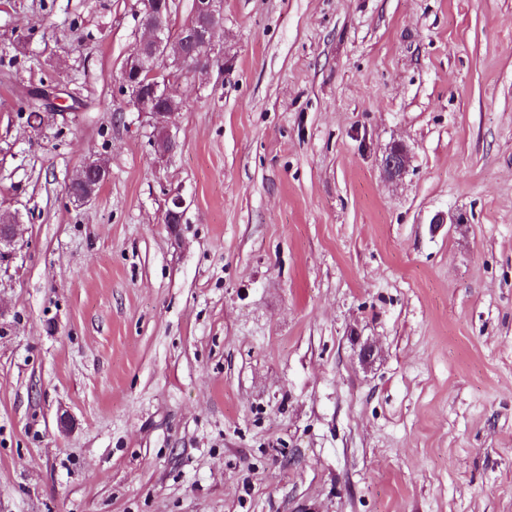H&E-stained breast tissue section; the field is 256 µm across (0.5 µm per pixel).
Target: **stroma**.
Here are the masks:
<instances>
[{"label":"stroma","instance_id":"1","mask_svg":"<svg viewBox=\"0 0 512 512\" xmlns=\"http://www.w3.org/2000/svg\"><path fill=\"white\" fill-rule=\"evenodd\" d=\"M141 9L0 0V512H512V0H224L168 152ZM409 162V153L401 145H394L386 152L383 169L388 178L396 179L405 172ZM108 169L107 166L94 159H88L81 168V177L68 185V192L75 203L85 204L95 195L96 185L105 181ZM77 185L86 186L83 191L75 190Z\"/></svg>","mask_w":512,"mask_h":512}]
</instances>
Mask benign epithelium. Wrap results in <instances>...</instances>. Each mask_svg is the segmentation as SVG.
<instances>
[{
    "instance_id": "7a95c632",
    "label": "benign epithelium",
    "mask_w": 512,
    "mask_h": 512,
    "mask_svg": "<svg viewBox=\"0 0 512 512\" xmlns=\"http://www.w3.org/2000/svg\"><path fill=\"white\" fill-rule=\"evenodd\" d=\"M142 4L143 24L149 37L123 63L122 92L128 97V105L150 115L155 127L164 132L174 111L161 109L160 103L172 102L177 94L176 75L193 67L191 59L199 52L207 62L222 65L221 55L215 53L216 25L208 21L223 15V0H195L192 19L175 33L172 26L162 22L161 9L155 0H142ZM408 162V151L401 145H394L384 156V172L387 177L396 179L405 172ZM107 172L103 162L87 160L81 168V177L68 185L73 201L89 202L95 195L96 185L106 180ZM16 239L17 225L0 224V255L12 253Z\"/></svg>"
}]
</instances>
